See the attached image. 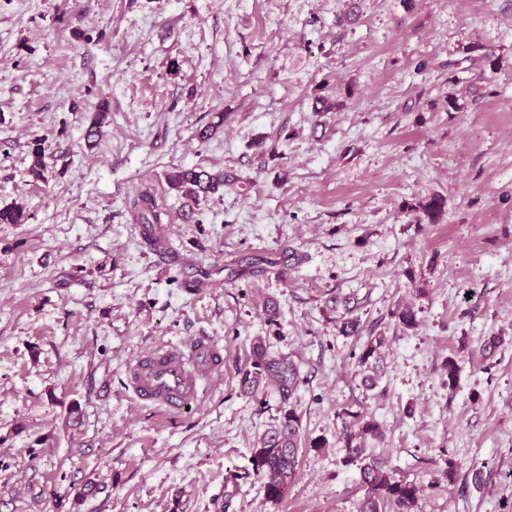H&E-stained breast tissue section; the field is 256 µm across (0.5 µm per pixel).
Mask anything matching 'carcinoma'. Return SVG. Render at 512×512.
Here are the masks:
<instances>
[{"label": "carcinoma", "mask_w": 512, "mask_h": 512, "mask_svg": "<svg viewBox=\"0 0 512 512\" xmlns=\"http://www.w3.org/2000/svg\"><path fill=\"white\" fill-rule=\"evenodd\" d=\"M108 104L100 107L87 127L86 139L99 136L106 119ZM30 175L36 181L45 180V150L42 143L35 142L32 148ZM171 189L179 192L190 201H197L232 186L234 177L222 172H210L203 168L180 167L167 176ZM133 219L142 228V236L146 243L154 248L163 241L166 225L164 211L148 192H142L130 201ZM27 216L20 206L0 208L1 224H23ZM418 311L411 305L397 307L395 317L398 323L412 329L419 323ZM239 385L246 394L256 393L266 384L278 386L283 400H289L298 381L296 364L283 357L271 358L262 342L253 346L251 366L238 371ZM345 427L349 434L344 442V465H352L359 472V481L365 493L358 512H385L389 504H393L401 512H412L419 495L420 487L414 481L396 477L395 473L386 468L379 458L374 456L365 446V440L383 439L380 425L365 416L349 410L343 411ZM300 416L293 408L284 411L279 423L266 430L258 441L253 456L254 474L262 481L265 499L277 504L286 496L288 488L296 475L298 467V433Z\"/></svg>", "instance_id": "obj_1"}]
</instances>
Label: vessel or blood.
<instances>
[{
	"instance_id": "b4317fda",
	"label": "vessel or blood",
	"mask_w": 512,
	"mask_h": 512,
	"mask_svg": "<svg viewBox=\"0 0 512 512\" xmlns=\"http://www.w3.org/2000/svg\"><path fill=\"white\" fill-rule=\"evenodd\" d=\"M220 368L218 346L201 337L182 347L164 345L139 356L128 367L127 380L138 400L174 414L195 397L199 381Z\"/></svg>"
}]
</instances>
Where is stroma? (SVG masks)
<instances>
[{
  "label": "stroma",
  "instance_id": "obj_1",
  "mask_svg": "<svg viewBox=\"0 0 512 512\" xmlns=\"http://www.w3.org/2000/svg\"><path fill=\"white\" fill-rule=\"evenodd\" d=\"M176 166L236 183L191 202ZM142 191L204 283L142 242ZM11 205L28 219L0 224V512H357L346 410L381 425L415 512H512V0H0ZM202 335L221 374L179 414L139 404L128 365ZM258 337L297 363L290 399L241 392ZM288 406L299 463L273 504L253 450Z\"/></svg>",
  "mask_w": 512,
  "mask_h": 512
}]
</instances>
